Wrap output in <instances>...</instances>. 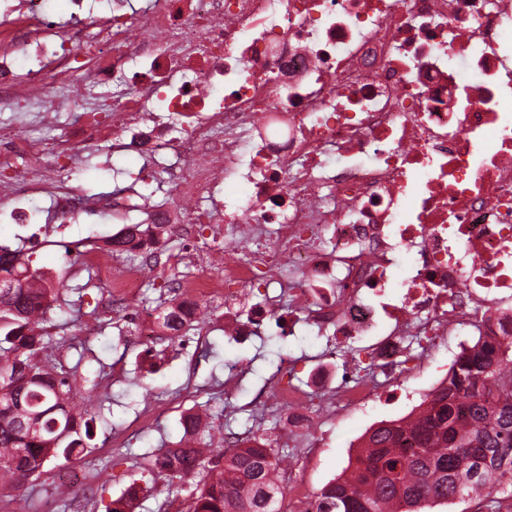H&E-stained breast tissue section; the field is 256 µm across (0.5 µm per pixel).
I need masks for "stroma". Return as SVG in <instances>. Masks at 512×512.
I'll return each mask as SVG.
<instances>
[{
	"label": "stroma",
	"mask_w": 512,
	"mask_h": 512,
	"mask_svg": "<svg viewBox=\"0 0 512 512\" xmlns=\"http://www.w3.org/2000/svg\"><path fill=\"white\" fill-rule=\"evenodd\" d=\"M143 164L135 155L106 159L89 150L78 166L77 183L86 196L108 194L127 186ZM27 206L30 223L0 219V243L22 250L33 266L67 281L69 292L50 313L59 344L55 356L65 366L76 367L77 394L94 399L101 420L93 425L90 448L31 478L21 490L0 487V504L11 512H75L79 507L107 512L113 500L131 491L137 495L133 512H186L191 488L152 476L148 461L161 445L179 439L180 416L191 408L207 413L225 432L246 431L270 439L290 461L283 470L284 484L300 486L312 496L347 468L369 430L389 421L387 405L360 411L320 406L305 433L307 439L318 440V447L293 448L286 421L257 408L277 364L295 359L289 380L299 388H330L344 366L355 365L365 339L280 336L271 326L242 343L225 336L222 313L207 308L189 338L166 341L156 345L153 354H145L143 346L131 342L132 326L123 311L104 310L103 291L87 267L64 259L63 243L84 250L117 233L111 214L82 213L72 223L60 224L47 217L43 197L30 196ZM231 365L243 372L228 397L224 373ZM148 404L155 410L140 420ZM80 467L90 475L86 486H71L69 496L59 498L54 487L63 473Z\"/></svg>",
	"instance_id": "obj_1"
}]
</instances>
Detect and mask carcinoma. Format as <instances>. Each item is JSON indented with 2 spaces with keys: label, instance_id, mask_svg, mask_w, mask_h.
Returning a JSON list of instances; mask_svg holds the SVG:
<instances>
[{
  "label": "carcinoma",
  "instance_id": "obj_1",
  "mask_svg": "<svg viewBox=\"0 0 512 512\" xmlns=\"http://www.w3.org/2000/svg\"><path fill=\"white\" fill-rule=\"evenodd\" d=\"M123 242L157 239V225L129 224ZM64 290L0 245V485L22 488L61 458L70 460L90 438L77 411L73 381L39 359L50 347L48 314ZM158 326L184 337L196 324L181 308L158 315ZM181 439L153 454L150 471L183 481L202 470L189 512H280L282 457L257 440L211 457L213 426L181 415ZM512 475V339L500 336L456 362L448 385L434 393L407 429H372L346 474L324 486L317 512H419L424 504L482 501Z\"/></svg>",
  "mask_w": 512,
  "mask_h": 512
}]
</instances>
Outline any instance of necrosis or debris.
I'll return each mask as SVG.
<instances>
[{"label": "necrosis or debris", "instance_id": "necrosis-or-debris-1", "mask_svg": "<svg viewBox=\"0 0 512 512\" xmlns=\"http://www.w3.org/2000/svg\"><path fill=\"white\" fill-rule=\"evenodd\" d=\"M0 0V108L58 85L75 91L55 110L82 112L87 91L112 123L70 127L54 149L0 126V183L11 219L49 199L58 222L80 211H143L181 240L149 241L134 267L78 252L150 341L153 311L134 306L142 272L183 267L174 303H224L229 335L247 341L280 320L279 291L296 279V309L318 332L373 337L369 356L418 379L423 356L463 317L482 336L512 325V0H149L130 13L110 0ZM46 111L45 121L54 112ZM155 161L168 201L136 186L86 198L73 171L85 148ZM261 288L249 306L245 291ZM332 394L348 406L378 398L345 369ZM309 391L287 367L269 380V406L292 440L309 422Z\"/></svg>", "mask_w": 512, "mask_h": 512}]
</instances>
